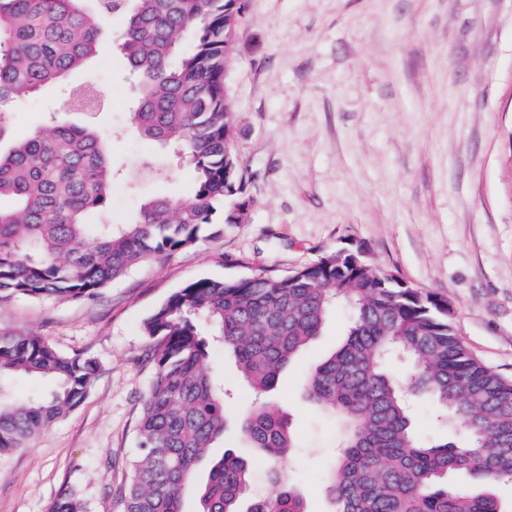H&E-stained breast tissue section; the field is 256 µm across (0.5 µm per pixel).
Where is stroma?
<instances>
[{
    "mask_svg": "<svg viewBox=\"0 0 512 512\" xmlns=\"http://www.w3.org/2000/svg\"><path fill=\"white\" fill-rule=\"evenodd\" d=\"M123 26L112 20L111 38L65 85L0 113L17 138L52 115L102 135L118 175L107 208L89 215L94 224H126L148 198L194 191L191 170L170 154L167 176L132 175L161 153L128 121L136 90L116 49ZM71 85L103 99L68 111ZM225 86L236 112L231 149L250 178L237 223L132 267L94 300L0 303V329L37 333L99 364L75 409L0 455V512H50L66 489L86 512H121L153 375L144 322L201 277L285 273L359 250L372 271L439 296L462 343L512 380V0H245ZM350 321L337 305L268 396L292 419L300 448L279 468L307 512L330 508L323 482L342 427L306 401L305 382ZM210 365L224 378L228 416L252 404L222 346ZM217 449L252 464V496L269 491L268 463L235 426Z\"/></svg>",
    "mask_w": 512,
    "mask_h": 512,
    "instance_id": "35a3bbf8",
    "label": "stroma"
}]
</instances>
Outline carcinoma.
<instances>
[{"label":"carcinoma","mask_w":512,"mask_h":512,"mask_svg":"<svg viewBox=\"0 0 512 512\" xmlns=\"http://www.w3.org/2000/svg\"><path fill=\"white\" fill-rule=\"evenodd\" d=\"M242 9L240 0H0L1 111L82 67L121 17L119 50L139 81L131 123L195 173L189 198L149 199L129 224H88L86 214L112 195L102 136L54 119L17 139L0 116V199L12 202L0 207V301L93 300L129 268L196 246L218 209L223 223L236 222L250 179L231 150L235 115L224 75ZM338 302L350 307L352 326L305 388L343 426V449L324 482L331 512H506L494 485L512 478V382L462 344L436 295L372 272L351 250L286 274L202 277L151 313L144 330L154 374L123 512H183L185 487L224 435V395L200 323L222 339L257 396L238 416L242 435L277 464L297 444L288 418L262 397ZM398 357L410 365L403 379L391 366ZM97 371L95 359L62 354L33 332H0V383L21 373L57 384L49 395L0 393V454L26 447L76 408ZM411 393L432 399L468 444L421 442ZM250 478L243 458L227 451L214 459L198 487L202 512H240ZM272 483L274 492L248 512H306L276 471ZM52 512H84V504L66 490Z\"/></svg>","instance_id":"cac0c4a2"}]
</instances>
